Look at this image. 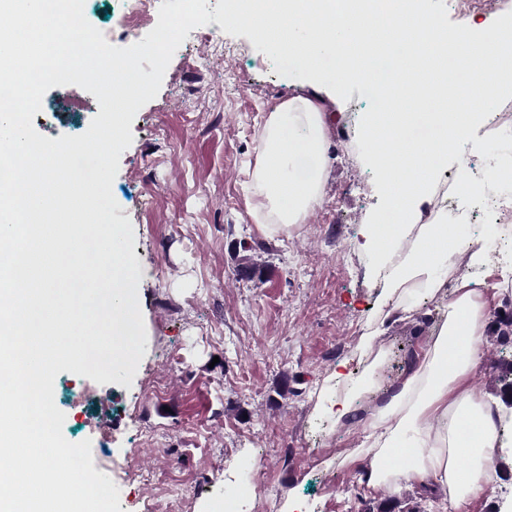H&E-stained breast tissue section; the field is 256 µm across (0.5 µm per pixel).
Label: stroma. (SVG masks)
Listing matches in <instances>:
<instances>
[{
    "label": "stroma",
    "mask_w": 512,
    "mask_h": 512,
    "mask_svg": "<svg viewBox=\"0 0 512 512\" xmlns=\"http://www.w3.org/2000/svg\"><path fill=\"white\" fill-rule=\"evenodd\" d=\"M444 4L453 23L512 17V0ZM119 8V0H86V18L126 47ZM232 42L235 56L222 61L182 44L134 118L112 194L134 232L145 355L128 387L61 372L54 403L63 435L90 441L93 466L117 486L122 512H224V488L245 458L265 476L238 512H378L384 502L395 512H444V492H372L360 482L371 417L444 317L440 299L422 297L405 316L388 298V272L405 249L388 259L362 247L381 197L359 149L345 151L341 140L356 135L365 100L279 76L249 38ZM298 95L323 112L327 180L319 205L280 229L259 207L252 172L269 112ZM504 271L512 272L511 251L476 268L465 251L445 279L451 288H486ZM505 316L512 285L495 292L484 358L471 372L473 386L495 399L512 360V335L498 333ZM341 361L374 383L359 395V420L339 425L325 406L347 391L335 378ZM157 377L167 391L148 396ZM502 414L495 458L506 467L465 512H512V407Z\"/></svg>",
    "instance_id": "obj_1"
}]
</instances>
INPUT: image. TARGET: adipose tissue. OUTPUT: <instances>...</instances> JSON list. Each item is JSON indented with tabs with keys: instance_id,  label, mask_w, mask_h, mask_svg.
Returning <instances> with one entry per match:
<instances>
[{
	"instance_id": "adipose-tissue-1",
	"label": "adipose tissue",
	"mask_w": 512,
	"mask_h": 512,
	"mask_svg": "<svg viewBox=\"0 0 512 512\" xmlns=\"http://www.w3.org/2000/svg\"><path fill=\"white\" fill-rule=\"evenodd\" d=\"M417 25L423 35L420 50L435 51L449 42L464 49H481L484 64L475 79V93L484 105L476 108L462 103L463 119L450 133L436 126L431 113H417L411 141L428 139L436 148L416 157L409 182L400 189L394 185L396 177L390 163L399 149L398 142L379 111L370 112L365 122L368 143L388 181L377 221L366 227L367 242L372 250L388 256L394 252V243L380 235L379 225L398 224L404 232L416 235L414 257L393 266L388 292L407 298L403 308L407 314L416 310L412 297L419 286L430 296L446 300L447 305L435 335L420 347L416 367L385 394L369 425L362 483L370 491L393 483L439 485L446 489L453 512H461L497 478L493 457L500 404L476 391L470 380L473 366L484 355L490 297L488 289L467 282L447 288L436 267L463 251L464 246L436 225L419 224L418 213L432 194L433 176L440 163L472 144V131L483 122L484 106L512 94V82L497 77L494 65L496 51L512 44V19L485 29L465 18L451 30L439 16L421 12ZM327 142L323 115L308 98H293L266 119L253 179L262 209L278 226L300 223L321 199ZM420 418L431 422V429L406 439L407 429ZM398 448L407 449V456L395 457ZM466 457L481 460V467L463 465Z\"/></svg>"
}]
</instances>
